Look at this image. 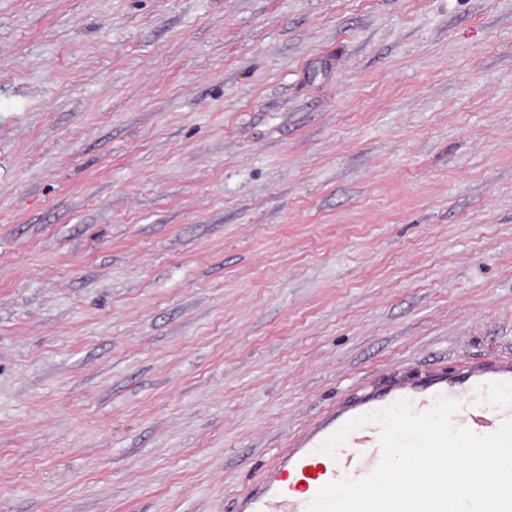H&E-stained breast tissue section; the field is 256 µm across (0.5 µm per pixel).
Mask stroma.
I'll return each mask as SVG.
<instances>
[{"label": "stroma", "mask_w": 512, "mask_h": 512, "mask_svg": "<svg viewBox=\"0 0 512 512\" xmlns=\"http://www.w3.org/2000/svg\"><path fill=\"white\" fill-rule=\"evenodd\" d=\"M498 352L512 0H0V512H233Z\"/></svg>", "instance_id": "35a3bbf8"}]
</instances>
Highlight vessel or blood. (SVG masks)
Returning a JSON list of instances; mask_svg holds the SVG:
<instances>
[{
  "instance_id": "1",
  "label": "vessel or blood",
  "mask_w": 512,
  "mask_h": 512,
  "mask_svg": "<svg viewBox=\"0 0 512 512\" xmlns=\"http://www.w3.org/2000/svg\"><path fill=\"white\" fill-rule=\"evenodd\" d=\"M461 402L456 426L479 435L512 419V355L490 354L420 371H400L376 384H363L306 426L289 436L255 480L234 499L233 512H306L325 484L344 477L360 479L378 465L380 427L365 424L352 431L331 463L320 445L349 420L383 409L401 399L414 411L429 410L436 396Z\"/></svg>"
}]
</instances>
